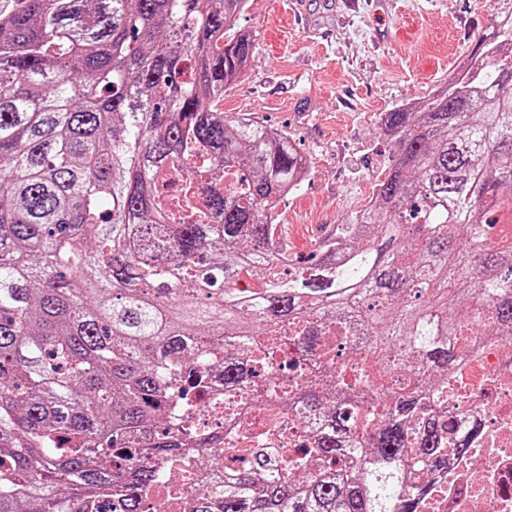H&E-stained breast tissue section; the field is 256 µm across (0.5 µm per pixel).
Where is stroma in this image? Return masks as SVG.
<instances>
[{
  "label": "stroma",
  "mask_w": 512,
  "mask_h": 512,
  "mask_svg": "<svg viewBox=\"0 0 512 512\" xmlns=\"http://www.w3.org/2000/svg\"><path fill=\"white\" fill-rule=\"evenodd\" d=\"M355 2L249 0L241 19L256 50L221 107L290 132L310 159L279 223H346L392 157L384 114L446 87L483 37L512 22V0Z\"/></svg>",
  "instance_id": "1"
}]
</instances>
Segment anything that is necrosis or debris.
<instances>
[{
    "label": "necrosis or debris",
    "mask_w": 512,
    "mask_h": 512,
    "mask_svg": "<svg viewBox=\"0 0 512 512\" xmlns=\"http://www.w3.org/2000/svg\"><path fill=\"white\" fill-rule=\"evenodd\" d=\"M475 340L454 371L447 404L437 409L444 438L467 437L471 450L449 456L446 464L413 470V484L424 491L419 512H512V336L485 331ZM253 346L266 358L265 378L233 386L217 381L212 405L196 415L200 425L220 434L252 428L269 390L298 395L299 368L310 384L324 385V368L298 354L287 330L255 337Z\"/></svg>",
    "instance_id": "1"
}]
</instances>
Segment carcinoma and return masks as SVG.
Masks as SVG:
<instances>
[{
	"instance_id": "cac0c4a2",
	"label": "carcinoma",
	"mask_w": 512,
	"mask_h": 512,
	"mask_svg": "<svg viewBox=\"0 0 512 512\" xmlns=\"http://www.w3.org/2000/svg\"><path fill=\"white\" fill-rule=\"evenodd\" d=\"M249 0H15L0 10V512H415L410 469L467 452L430 417L469 352L471 308L512 334V26L473 68L385 113L395 152L375 206L303 264L264 252L273 211L302 183L295 139L218 108L255 52L237 28ZM185 185V212L165 187ZM265 271L263 286L239 275ZM373 302L361 363L372 401L350 385L306 389L324 410L308 448H243L247 471L207 463L222 438L195 421L211 374L264 359L250 340L292 327L329 366L321 335ZM239 359H213L228 340ZM295 401L268 408V439ZM376 419L373 443L350 434ZM193 457L202 488L185 487ZM128 466L117 471L113 459ZM345 473L332 474L336 462Z\"/></svg>"
}]
</instances>
